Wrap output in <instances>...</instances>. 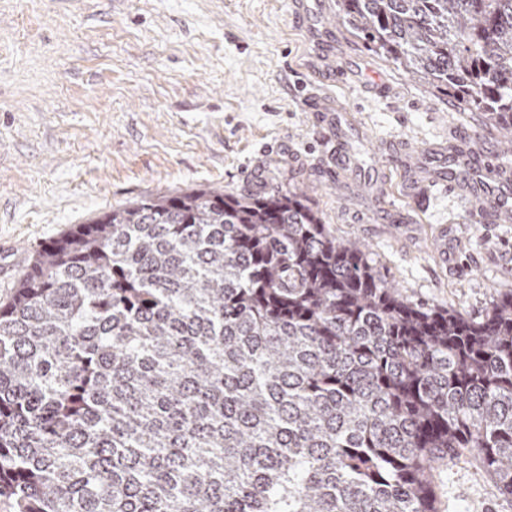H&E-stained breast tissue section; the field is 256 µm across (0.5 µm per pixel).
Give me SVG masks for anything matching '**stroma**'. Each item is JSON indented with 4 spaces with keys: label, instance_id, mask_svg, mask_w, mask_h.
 Masks as SVG:
<instances>
[{
    "label": "stroma",
    "instance_id": "obj_1",
    "mask_svg": "<svg viewBox=\"0 0 512 512\" xmlns=\"http://www.w3.org/2000/svg\"><path fill=\"white\" fill-rule=\"evenodd\" d=\"M324 2L333 74L310 71L315 44L292 0H0V244L26 267L143 195L294 184L402 297L484 317L512 289V222L404 197L387 145L473 134L494 151L499 132L372 53ZM300 78L350 109L363 169L391 172L378 193L349 187ZM436 483L438 512H512L474 459L441 466Z\"/></svg>",
    "mask_w": 512,
    "mask_h": 512
}]
</instances>
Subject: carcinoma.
<instances>
[{
	"instance_id": "obj_1",
	"label": "carcinoma",
	"mask_w": 512,
	"mask_h": 512,
	"mask_svg": "<svg viewBox=\"0 0 512 512\" xmlns=\"http://www.w3.org/2000/svg\"><path fill=\"white\" fill-rule=\"evenodd\" d=\"M512 144V0H336ZM302 196L148 194L41 247L0 305L15 512H438L439 464L512 495V290L403 299Z\"/></svg>"
}]
</instances>
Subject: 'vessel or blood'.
Returning a JSON list of instances; mask_svg holds the SVG:
<instances>
[{
    "instance_id": "b4317fda",
    "label": "vessel or blood",
    "mask_w": 512,
    "mask_h": 512,
    "mask_svg": "<svg viewBox=\"0 0 512 512\" xmlns=\"http://www.w3.org/2000/svg\"><path fill=\"white\" fill-rule=\"evenodd\" d=\"M324 127L348 140L356 128L347 110L331 94H314ZM407 195L423 196L440 185L458 201L481 210L490 224L512 221V168L503 166L497 153L479 148L464 138L451 144L434 143L424 152H404L400 162Z\"/></svg>"
}]
</instances>
